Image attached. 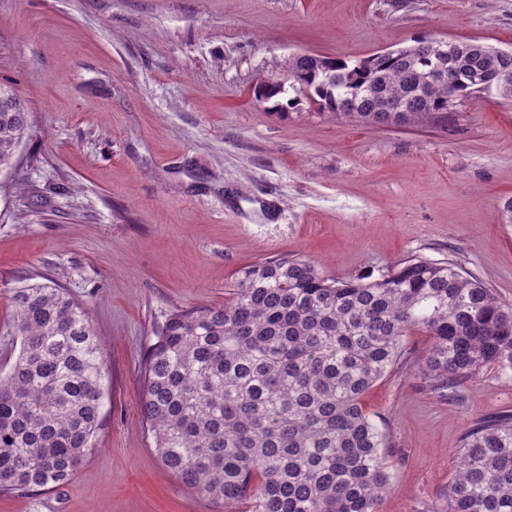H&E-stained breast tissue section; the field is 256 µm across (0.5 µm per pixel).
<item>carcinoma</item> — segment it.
<instances>
[{"instance_id":"obj_1","label":"carcinoma","mask_w":512,"mask_h":512,"mask_svg":"<svg viewBox=\"0 0 512 512\" xmlns=\"http://www.w3.org/2000/svg\"><path fill=\"white\" fill-rule=\"evenodd\" d=\"M426 39L354 64L288 60L284 89L253 87L280 115L306 102L373 126L447 118L474 98L467 80L512 98V54ZM295 96H288V91ZM29 112L0 86V168L12 163ZM20 348L0 377V491L68 484L91 450L105 394L102 343L84 306L54 283L14 291ZM431 340L422 374L443 389L496 365L512 370V308L449 262L413 258L376 279H328L284 256L242 270L230 302L173 314L145 362L143 412L164 466L201 496L248 512H378L390 475L386 435L366 391L393 366L411 330ZM448 512H512V415L470 429L448 489Z\"/></svg>"}]
</instances>
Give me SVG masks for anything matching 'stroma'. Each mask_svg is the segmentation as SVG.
<instances>
[{"label":"stroma","instance_id":"stroma-1","mask_svg":"<svg viewBox=\"0 0 512 512\" xmlns=\"http://www.w3.org/2000/svg\"><path fill=\"white\" fill-rule=\"evenodd\" d=\"M424 36L512 50V0H0V84L30 112L0 172V373L14 289L51 281L89 306L108 374L73 480L2 493L0 512H224L158 457L143 365L172 314L223 304L245 267L377 278L425 258L512 307V101L386 127L251 94L292 55L353 63ZM401 345L363 397L387 436L379 512H448L463 437L512 414V376L442 393L420 373L429 337Z\"/></svg>","mask_w":512,"mask_h":512}]
</instances>
